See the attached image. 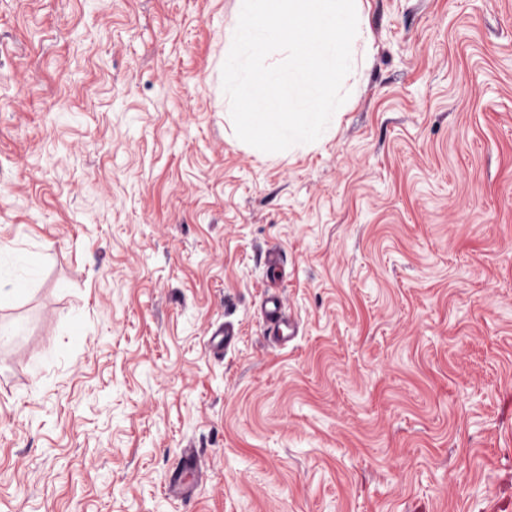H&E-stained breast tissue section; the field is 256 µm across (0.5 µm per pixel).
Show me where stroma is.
Masks as SVG:
<instances>
[{
	"instance_id": "35a3bbf8",
	"label": "stroma",
	"mask_w": 512,
	"mask_h": 512,
	"mask_svg": "<svg viewBox=\"0 0 512 512\" xmlns=\"http://www.w3.org/2000/svg\"><path fill=\"white\" fill-rule=\"evenodd\" d=\"M363 16L334 136L270 157L224 118L235 0H0V512L512 500V0ZM264 317L268 325V334L276 341H287L294 335V320L286 313L284 303L279 296H268L264 305Z\"/></svg>"
}]
</instances>
